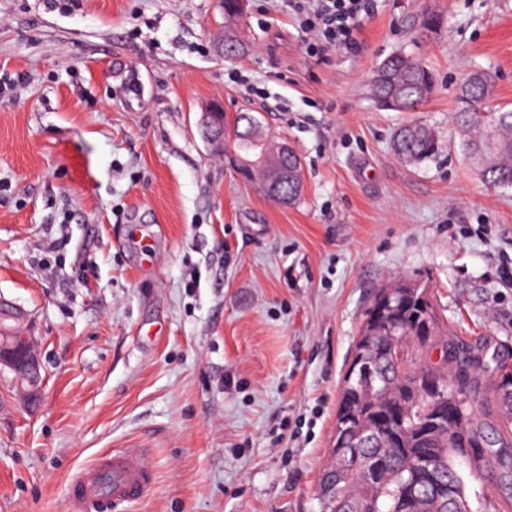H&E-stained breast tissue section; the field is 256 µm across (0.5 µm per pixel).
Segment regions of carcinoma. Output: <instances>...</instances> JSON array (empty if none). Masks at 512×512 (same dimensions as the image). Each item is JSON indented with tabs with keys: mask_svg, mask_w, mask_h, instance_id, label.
<instances>
[{
	"mask_svg": "<svg viewBox=\"0 0 512 512\" xmlns=\"http://www.w3.org/2000/svg\"><path fill=\"white\" fill-rule=\"evenodd\" d=\"M234 0H224V51H237L238 19ZM489 74L470 73L458 94L457 122L463 147L479 161L482 179L494 187H512V110L476 104L493 92ZM380 106L392 98L405 105L428 99L434 77L414 50L387 56L371 84ZM404 162L419 164L437 149L431 128L407 124L392 143ZM266 194L285 204L301 191L292 180ZM406 278L381 288L374 296L355 344L360 365L344 374L336 408L329 462L319 480L320 512H512V451L490 449L475 402L483 365L470 359V370H452L459 344L440 336L438 315L430 297L405 291ZM387 301L384 319L373 323V310ZM443 341L448 361L434 365L422 350ZM493 386L501 405L512 415V362L498 360ZM491 478L507 491L501 503L472 495Z\"/></svg>",
	"mask_w": 512,
	"mask_h": 512,
	"instance_id": "carcinoma-1",
	"label": "carcinoma"
}]
</instances>
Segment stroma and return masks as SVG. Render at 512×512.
<instances>
[{
  "label": "stroma",
  "instance_id": "stroma-1",
  "mask_svg": "<svg viewBox=\"0 0 512 512\" xmlns=\"http://www.w3.org/2000/svg\"><path fill=\"white\" fill-rule=\"evenodd\" d=\"M366 3L356 51L312 58L288 0H249L235 57L224 0H0V299L44 376L31 401L0 375V512H68L126 448L154 484L120 512H319L344 373L397 274L484 362L512 357V189L455 121L475 70L512 109V0ZM404 48L437 85L395 112L371 77ZM215 101L288 139L295 204L211 153ZM406 121L438 141L417 165L392 149ZM234 0H224V51L227 55H234L237 51L236 38L238 19L232 12ZM234 41V42H233Z\"/></svg>",
  "mask_w": 512,
  "mask_h": 512
}]
</instances>
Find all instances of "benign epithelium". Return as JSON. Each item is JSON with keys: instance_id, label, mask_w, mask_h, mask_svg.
Returning a JSON list of instances; mask_svg holds the SVG:
<instances>
[{"instance_id": "obj_1", "label": "benign epithelium", "mask_w": 512, "mask_h": 512, "mask_svg": "<svg viewBox=\"0 0 512 512\" xmlns=\"http://www.w3.org/2000/svg\"><path fill=\"white\" fill-rule=\"evenodd\" d=\"M244 130L235 134L224 129V106L220 103L208 105L199 120L203 137L218 153L230 157L239 170L246 165L267 169L269 188L288 177V172L274 165L277 157L288 154L292 146L284 140L272 141L260 130V125L248 115ZM24 312L14 304L3 305L0 316V371L7 370L16 383L27 390V395H36L40 385L39 360L34 352L33 338L20 331Z\"/></svg>"}]
</instances>
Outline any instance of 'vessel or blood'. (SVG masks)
Listing matches in <instances>:
<instances>
[{
  "mask_svg": "<svg viewBox=\"0 0 512 512\" xmlns=\"http://www.w3.org/2000/svg\"><path fill=\"white\" fill-rule=\"evenodd\" d=\"M151 487L139 449L107 454L78 474L69 487V512H110L141 498Z\"/></svg>",
  "mask_w": 512,
  "mask_h": 512,
  "instance_id": "vessel-or-blood-1",
  "label": "vessel or blood"
}]
</instances>
